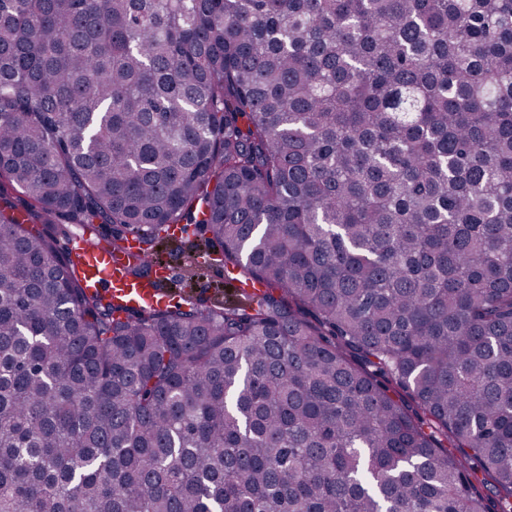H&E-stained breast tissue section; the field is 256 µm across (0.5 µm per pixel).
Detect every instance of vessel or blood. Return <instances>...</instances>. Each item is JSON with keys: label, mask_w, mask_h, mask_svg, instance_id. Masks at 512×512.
<instances>
[{"label": "vessel or blood", "mask_w": 512, "mask_h": 512, "mask_svg": "<svg viewBox=\"0 0 512 512\" xmlns=\"http://www.w3.org/2000/svg\"><path fill=\"white\" fill-rule=\"evenodd\" d=\"M67 251L80 260L79 274L95 289L127 301L128 304L152 308L163 304L160 285L168 279V269L157 271L150 280H134L127 276V256L104 245H92L86 234H72L65 243Z\"/></svg>", "instance_id": "1"}]
</instances>
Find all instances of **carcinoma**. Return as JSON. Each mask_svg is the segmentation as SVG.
I'll return each instance as SVG.
<instances>
[{
    "label": "carcinoma",
    "mask_w": 512,
    "mask_h": 512,
    "mask_svg": "<svg viewBox=\"0 0 512 512\" xmlns=\"http://www.w3.org/2000/svg\"><path fill=\"white\" fill-rule=\"evenodd\" d=\"M1 176L0 512H512V0H0ZM91 238L101 244L92 245L84 233L72 234L66 241L67 251L80 259L79 275L84 277L91 288H104L107 294L127 301L128 304L152 308L165 303L160 285L169 278V270L160 268L154 279L133 280L126 275L127 255L112 252L105 245L111 238L112 225L93 224ZM184 233L168 234L155 244L154 262L171 269L172 277L163 286L170 303L188 301L199 307H224V303L244 301L240 283L224 276V259L211 266L199 257L216 249L207 224H178Z\"/></svg>",
    "instance_id": "cac0c4a2"
}]
</instances>
